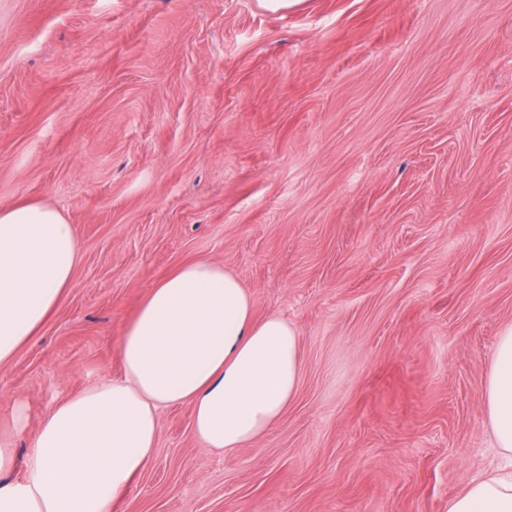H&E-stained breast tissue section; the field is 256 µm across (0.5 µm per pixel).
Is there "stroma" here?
I'll use <instances>...</instances> for the list:
<instances>
[{
    "label": "stroma",
    "instance_id": "stroma-1",
    "mask_svg": "<svg viewBox=\"0 0 512 512\" xmlns=\"http://www.w3.org/2000/svg\"><path fill=\"white\" fill-rule=\"evenodd\" d=\"M24 202L81 258L0 363L17 461L206 258L298 330V394L224 455L161 409L113 512H448L506 465L484 388L512 325V0H0V207Z\"/></svg>",
    "mask_w": 512,
    "mask_h": 512
}]
</instances>
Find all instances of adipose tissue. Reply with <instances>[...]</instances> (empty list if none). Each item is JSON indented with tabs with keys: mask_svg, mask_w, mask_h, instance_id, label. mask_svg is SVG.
Here are the masks:
<instances>
[{
	"mask_svg": "<svg viewBox=\"0 0 512 512\" xmlns=\"http://www.w3.org/2000/svg\"><path fill=\"white\" fill-rule=\"evenodd\" d=\"M79 259L58 210L0 209L1 363L42 326ZM118 348L121 377L53 405L23 465L0 440V512H112L154 458L161 408L189 404L201 446L232 451L278 421L303 371L296 328L276 314L256 319L237 277L203 258L149 289ZM486 407L497 448L512 456V326L496 344ZM448 512H512V471L470 478Z\"/></svg>",
	"mask_w": 512,
	"mask_h": 512,
	"instance_id": "1",
	"label": "adipose tissue"
}]
</instances>
